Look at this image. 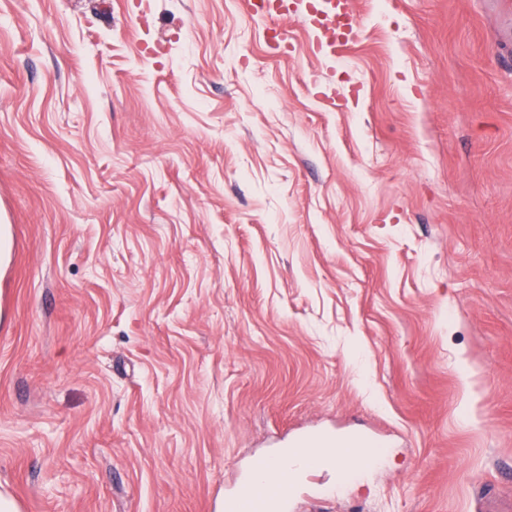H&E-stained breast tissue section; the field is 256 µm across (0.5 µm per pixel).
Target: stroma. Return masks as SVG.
<instances>
[{
	"label": "stroma",
	"mask_w": 512,
	"mask_h": 512,
	"mask_svg": "<svg viewBox=\"0 0 512 512\" xmlns=\"http://www.w3.org/2000/svg\"><path fill=\"white\" fill-rule=\"evenodd\" d=\"M0 0V493L212 512L304 426L297 512L512 498V0ZM324 3L311 23L314 35L306 47L311 54H321L327 48H336V45L345 46L358 36L360 24L350 1L327 0ZM372 444L370 440L360 432L347 431L343 433H333L329 431L313 432L300 436L292 443L288 444V448H295L293 452L298 454L304 463V471L309 467L307 457L310 456L317 448H327L323 452L325 457L322 461L323 465L336 466L340 469L341 461L339 453L332 448H368L362 454L351 455L348 462V468L353 469L361 467L366 463V459L370 454Z\"/></svg>",
	"instance_id": "obj_1"
}]
</instances>
